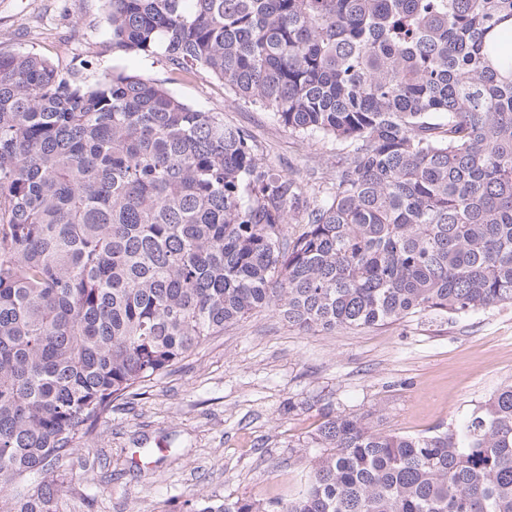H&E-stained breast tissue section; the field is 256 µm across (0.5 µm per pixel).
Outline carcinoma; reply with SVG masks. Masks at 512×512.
<instances>
[{
	"label": "carcinoma",
	"instance_id": "obj_1",
	"mask_svg": "<svg viewBox=\"0 0 512 512\" xmlns=\"http://www.w3.org/2000/svg\"><path fill=\"white\" fill-rule=\"evenodd\" d=\"M112 49L350 147L319 195L157 81L0 53V512L211 336L512 303V0H111ZM299 224L288 234V225ZM293 499L187 512H512V383L451 429L336 415Z\"/></svg>",
	"mask_w": 512,
	"mask_h": 512
}]
</instances>
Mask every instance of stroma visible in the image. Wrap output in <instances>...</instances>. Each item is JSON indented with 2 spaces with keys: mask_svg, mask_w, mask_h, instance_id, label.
<instances>
[{
  "mask_svg": "<svg viewBox=\"0 0 512 512\" xmlns=\"http://www.w3.org/2000/svg\"><path fill=\"white\" fill-rule=\"evenodd\" d=\"M110 0H0V52L34 53L88 84L152 78L194 109L249 131L274 169L307 184L335 177L342 145L299 139L208 72L161 54L112 51ZM512 382V304L456 320L304 332L269 312L227 328L113 404L74 458L60 512H184L192 498H291L309 479L327 416L383 433L449 428Z\"/></svg>",
  "mask_w": 512,
  "mask_h": 512,
  "instance_id": "1",
  "label": "stroma"
}]
</instances>
